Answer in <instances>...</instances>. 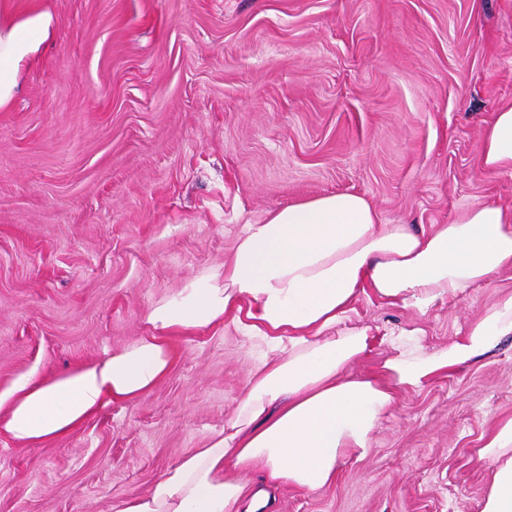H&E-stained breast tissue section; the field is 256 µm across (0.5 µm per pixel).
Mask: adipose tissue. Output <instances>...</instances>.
Here are the masks:
<instances>
[{
    "instance_id": "ef3b65f1",
    "label": "adipose tissue",
    "mask_w": 512,
    "mask_h": 512,
    "mask_svg": "<svg viewBox=\"0 0 512 512\" xmlns=\"http://www.w3.org/2000/svg\"><path fill=\"white\" fill-rule=\"evenodd\" d=\"M49 13L15 17L0 0V108L21 68L52 37ZM492 174L512 172V102L497 110L481 141ZM512 269V205L478 201L452 223H384L364 196L309 198L244 225L223 283L202 281L152 306L145 336L103 359L50 378L19 376L0 390V432L26 446L66 435L113 403L152 391L176 357L170 333L232 320L267 351L252 365L234 418L167 467L150 492L112 512H242L265 507L271 491L317 490L336 478L340 459L365 454L392 386L421 388L512 336V294L487 305L447 348L392 344L381 365L388 384L354 373L379 345L350 323L362 293L428 310ZM489 462L482 512H512V420L478 451Z\"/></svg>"
}]
</instances>
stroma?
I'll return each mask as SVG.
<instances>
[{"instance_id": "35a3bbf8", "label": "stroma", "mask_w": 512, "mask_h": 512, "mask_svg": "<svg viewBox=\"0 0 512 512\" xmlns=\"http://www.w3.org/2000/svg\"><path fill=\"white\" fill-rule=\"evenodd\" d=\"M53 35L0 109V389L145 335L149 308L223 281L243 225L328 193L388 224L512 204L480 164L512 101V0H9ZM512 270L426 312L362 294L376 335L447 347ZM165 380L34 448L0 434V512H110L234 416L255 342L231 321L171 335ZM512 419V336L400 387L364 457L274 512H481L477 457Z\"/></svg>"}]
</instances>
